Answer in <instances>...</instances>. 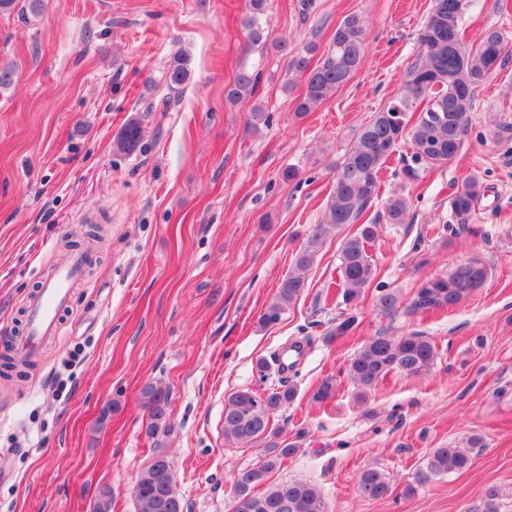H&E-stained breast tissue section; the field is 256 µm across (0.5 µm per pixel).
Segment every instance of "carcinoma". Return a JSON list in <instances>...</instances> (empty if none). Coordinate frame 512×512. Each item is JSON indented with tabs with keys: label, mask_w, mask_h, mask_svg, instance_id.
I'll return each instance as SVG.
<instances>
[{
	"label": "carcinoma",
	"mask_w": 512,
	"mask_h": 512,
	"mask_svg": "<svg viewBox=\"0 0 512 512\" xmlns=\"http://www.w3.org/2000/svg\"><path fill=\"white\" fill-rule=\"evenodd\" d=\"M44 0H0V10L16 7L33 16L43 10ZM466 0H435L434 6L417 41L418 51L404 68L396 95L377 112L368 124L353 137L341 161L335 166L332 194L327 202L323 222L311 228L306 243L294 259L292 269L281 281L275 300L266 308L262 321L274 322L292 306L305 285V274L315 253L322 246L327 228L354 224L367 206L379 197L381 172L395 155L401 143L411 144V161H402L401 174L409 182L420 177L423 168H435L456 158L462 151L470 126V113L475 108L476 90L502 63L512 55V41L501 30L490 27L477 45L468 46L460 57L451 44L463 41L461 23ZM267 0H246L241 27L252 46H264L270 39L262 25ZM367 25L358 15L345 17L333 32L327 51L316 64L311 58L317 45L305 46V54L289 63V70L303 82L295 111H313L332 98L340 86L359 69L364 56ZM190 77L188 60L179 54L170 63L166 80L169 88L178 89ZM256 76L243 70L234 82L224 87V99L236 104L252 95ZM141 143V127L136 120L121 130L117 147L123 152L135 151ZM483 191L482 184L471 179L454 191L449 207L458 216H469ZM409 202L404 196L386 199L382 218L388 224L408 223ZM377 235V225L361 224L344 240L340 255V283L343 301L355 306L364 289L375 279L376 269L367 254V245ZM488 276L487 267L477 260L458 264L447 276L426 279L413 294L409 308L415 312L458 306L480 288ZM381 312L391 314L400 305L394 291L381 290L377 298ZM437 349L426 336H389L377 334L364 341L347 363L346 375L356 389L357 400L367 403L369 393L388 374L407 376L427 373L434 365ZM337 383L332 378L320 382L311 399L324 404L336 397ZM143 405L148 412L147 432L151 436L170 432L167 416L169 393L148 384L142 391ZM297 396L292 385L267 393L239 391L224 402V438L238 443L261 442L260 465L234 478L230 512H326L321 490L303 480L271 483L264 491H255L256 484L281 461L292 456L297 446L279 439L272 424L274 415ZM157 465L148 464L139 473L135 502L138 512H184L167 453L157 448ZM472 458L461 448H435L428 456L418 479L430 475L463 472L470 468ZM359 494L382 500L393 494L386 474L376 466L362 469L357 478Z\"/></svg>",
	"instance_id": "cac0c4a2"
}]
</instances>
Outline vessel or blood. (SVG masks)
I'll return each mask as SVG.
<instances>
[{"label": "vessel or blood", "mask_w": 512, "mask_h": 512, "mask_svg": "<svg viewBox=\"0 0 512 512\" xmlns=\"http://www.w3.org/2000/svg\"><path fill=\"white\" fill-rule=\"evenodd\" d=\"M84 270L83 256L71 255L54 268L51 276L29 298L25 332L12 342L17 354L34 355L46 340L62 335L61 312L67 307L73 288L82 284Z\"/></svg>", "instance_id": "obj_1"}]
</instances>
